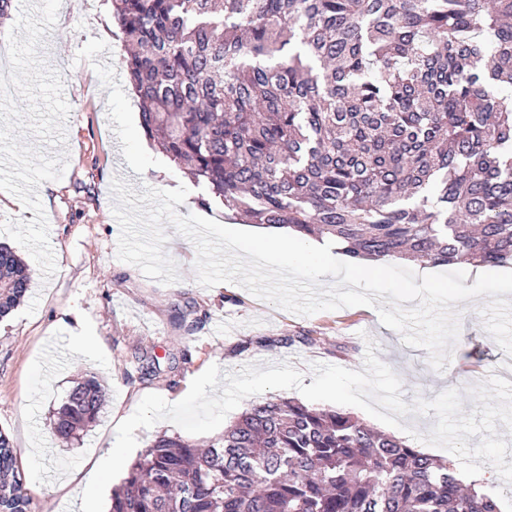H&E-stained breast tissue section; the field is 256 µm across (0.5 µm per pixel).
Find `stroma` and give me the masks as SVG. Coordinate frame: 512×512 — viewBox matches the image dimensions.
I'll use <instances>...</instances> for the list:
<instances>
[{
	"instance_id": "obj_1",
	"label": "stroma",
	"mask_w": 512,
	"mask_h": 512,
	"mask_svg": "<svg viewBox=\"0 0 512 512\" xmlns=\"http://www.w3.org/2000/svg\"><path fill=\"white\" fill-rule=\"evenodd\" d=\"M116 32L112 0H62L54 27L37 48L45 64H65L63 97L70 112L63 144L48 146L32 133L22 137L23 144L47 156H66L62 178L39 195L56 271L47 280L34 271L25 300L0 318V430L12 441L23 486L32 497L30 512H71L80 506L100 456L115 442L117 424L147 394L170 403L181 400L191 381L213 364L233 373L250 364L265 369L287 362L303 373L308 386L316 364L362 370L371 341L376 356L400 377L405 403L457 389L464 394L466 414L476 407L468 389L493 375L512 377V357L485 328V295L455 304L459 335L449 362L438 371L428 351L407 346L399 332L381 324L375 308L303 316L235 283L201 285L196 247L173 226L165 228L163 249L177 266V282L161 284L120 261L114 179L139 195L148 187L185 185L189 194L177 207L181 215L224 225L229 219L219 201L199 205L204 187L172 164H160V151L140 127L139 102L123 71L127 48ZM83 327L94 337L87 348L74 342ZM139 352L158 361L160 378L141 381ZM89 372L105 386L106 404L98 421L66 446L53 433L52 412ZM349 412L451 467L459 465L451 453L421 440L436 424L435 415L409 414L395 428L360 408ZM35 440L47 447L38 459L28 453Z\"/></svg>"
}]
</instances>
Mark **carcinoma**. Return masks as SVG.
<instances>
[{"instance_id":"obj_1","label":"carcinoma","mask_w":512,"mask_h":512,"mask_svg":"<svg viewBox=\"0 0 512 512\" xmlns=\"http://www.w3.org/2000/svg\"><path fill=\"white\" fill-rule=\"evenodd\" d=\"M140 124L250 224L355 260L512 262V0H112ZM29 265L0 245V317ZM94 375L53 411L92 425ZM0 512H28L9 437ZM109 512H500L446 462L336 410L255 403L202 448L166 434Z\"/></svg>"}]
</instances>
